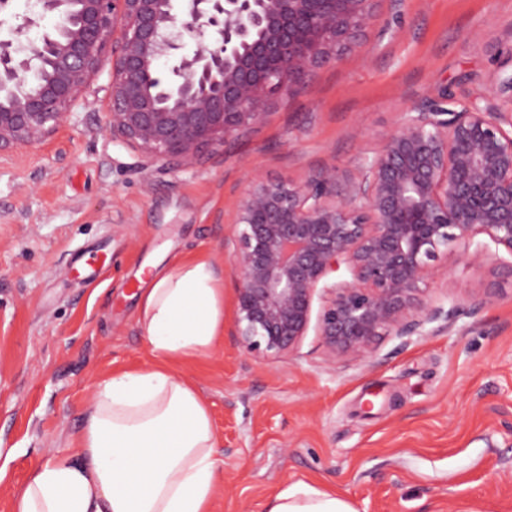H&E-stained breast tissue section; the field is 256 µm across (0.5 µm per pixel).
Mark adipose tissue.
Masks as SVG:
<instances>
[{"instance_id":"ef3b65f1","label":"adipose tissue","mask_w":512,"mask_h":512,"mask_svg":"<svg viewBox=\"0 0 512 512\" xmlns=\"http://www.w3.org/2000/svg\"><path fill=\"white\" fill-rule=\"evenodd\" d=\"M138 326L159 365L98 382L77 456L36 467L13 512H209L222 477L209 410L167 363L209 353L224 334V290L213 263L196 258L154 273ZM267 512L356 510L299 482L278 492Z\"/></svg>"}]
</instances>
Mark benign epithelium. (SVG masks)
<instances>
[{
  "label": "benign epithelium",
  "instance_id": "1",
  "mask_svg": "<svg viewBox=\"0 0 512 512\" xmlns=\"http://www.w3.org/2000/svg\"><path fill=\"white\" fill-rule=\"evenodd\" d=\"M40 2L0 39V154L52 137L110 52L106 133L145 167L182 170L360 46L374 18V0ZM47 15L52 28L24 41ZM453 104L401 113L357 177L246 181L229 240L246 353L290 354L313 328L330 363L364 362L386 337L406 345L430 324L454 325L460 306L431 294L442 259L512 257V47L488 96ZM342 268L349 278L329 282ZM492 297L471 296L467 312Z\"/></svg>",
  "mask_w": 512,
  "mask_h": 512
}]
</instances>
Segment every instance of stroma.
<instances>
[{"instance_id":"35a3bbf8","label":"stroma","mask_w":512,"mask_h":512,"mask_svg":"<svg viewBox=\"0 0 512 512\" xmlns=\"http://www.w3.org/2000/svg\"><path fill=\"white\" fill-rule=\"evenodd\" d=\"M512 41V0H376L359 48L318 69L264 122L197 168L145 169L103 132L111 65L44 145L0 156V512L52 456L71 454L96 383L147 369L139 295L176 259L210 257L224 287V334L208 354L172 363L209 407L223 478L212 512H265L309 482L357 512H512V276L449 259L444 306L492 291L453 329L372 361L331 364L315 334L277 359L233 335L235 275L224 238L254 174L300 181L358 175L402 112L490 90ZM74 252H108L89 281Z\"/></svg>"}]
</instances>
